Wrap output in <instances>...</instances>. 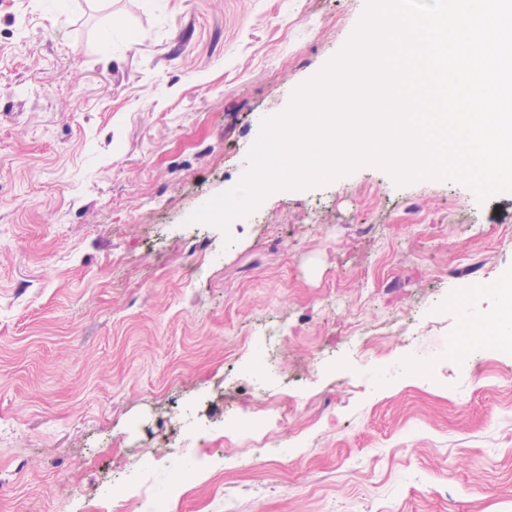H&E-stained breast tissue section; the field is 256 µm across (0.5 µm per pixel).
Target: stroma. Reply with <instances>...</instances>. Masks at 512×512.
<instances>
[{
	"instance_id": "35a3bbf8",
	"label": "stroma",
	"mask_w": 512,
	"mask_h": 512,
	"mask_svg": "<svg viewBox=\"0 0 512 512\" xmlns=\"http://www.w3.org/2000/svg\"><path fill=\"white\" fill-rule=\"evenodd\" d=\"M366 5L0 0V512H114L197 421L167 512H512V193L363 165L187 222ZM247 411L288 455L242 474Z\"/></svg>"
}]
</instances>
